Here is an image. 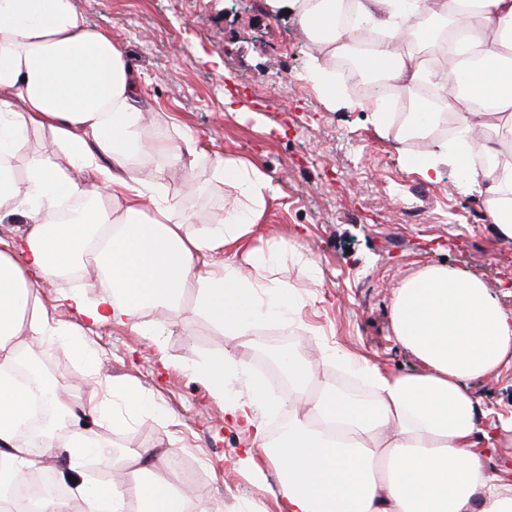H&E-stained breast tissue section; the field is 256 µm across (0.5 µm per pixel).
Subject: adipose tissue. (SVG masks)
I'll use <instances>...</instances> for the list:
<instances>
[{
  "label": "adipose tissue",
  "instance_id": "obj_1",
  "mask_svg": "<svg viewBox=\"0 0 512 512\" xmlns=\"http://www.w3.org/2000/svg\"><path fill=\"white\" fill-rule=\"evenodd\" d=\"M271 13L294 10L318 51L313 73L328 101L336 79L324 55L353 39L337 29L336 0H267ZM456 40L448 46V82L456 142L433 137L438 104L413 115L430 141L422 155L400 154L403 166L424 176L440 166L466 164L463 191H477L497 237L512 238V0H415ZM360 14L391 33L361 59L362 68L409 86L424 72L414 56L397 58L399 44L415 33L396 23L400 0H358ZM492 105L483 119L474 100ZM143 109L124 52L103 32L90 30L73 0H0V221L25 225L18 241L0 244V512L31 472L58 459L69 470L91 455L107 463L106 432L162 414L156 400L129 382L112 393L124 410L103 418L98 387H91L87 421L73 411L74 395L57 379L33 374L20 386L12 368L36 345L51 343L80 365L96 351L80 328L59 326L43 305L42 283L61 284L76 263L96 272L91 293L63 291L75 313L94 324H136L149 309L174 310L193 290L199 311L225 338L244 339L258 325L296 315L302 300L273 278L275 267L298 254L296 243L223 259L224 250L249 240L264 196L274 187L263 172L239 159H223L214 180L238 194L224 215L188 232L190 215L158 183L130 175L139 152ZM49 131L65 167L29 152L28 135ZM25 159L26 175L14 163ZM83 207L56 223L60 203ZM394 340L420 363L418 370L387 373L368 358L321 348V360L340 364L369 387L367 397L321 386L311 405L301 397L316 381L300 353L283 356L288 383L299 395L277 441H269L255 405L273 409V390L252 380L251 394L227 392L244 365L229 353L214 354L190 373L224 403L225 413L253 433L279 471L284 512H512V470L490 472L488 462L512 448V417L486 424L469 384L512 363V314L484 281L431 264L403 280L390 305ZM142 512H192L193 497L154 478L140 492ZM36 512H128L121 485L83 480L64 495L43 499Z\"/></svg>",
  "mask_w": 512,
  "mask_h": 512
}]
</instances>
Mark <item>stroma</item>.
Here are the masks:
<instances>
[{"label": "stroma", "mask_w": 512, "mask_h": 512, "mask_svg": "<svg viewBox=\"0 0 512 512\" xmlns=\"http://www.w3.org/2000/svg\"><path fill=\"white\" fill-rule=\"evenodd\" d=\"M89 25L107 33L136 70L150 114L142 128L145 151L131 156V173L157 179L200 224L223 214L235 189L218 184L216 158L233 157L260 168L277 187L266 196L248 246L263 250L295 241L300 257L286 258L276 278L305 302L297 319L259 326L247 345L225 340L196 308L193 294L165 322L152 311L140 329L100 324L83 333L98 352L83 373L61 348L36 351L74 390L86 380L103 386L125 380L167 410L163 420L129 424L113 434L112 459L124 470L140 448L164 459L175 449L173 487L195 481L202 512H279V474L266 481L231 467L250 448L247 433L224 416L187 369L229 350L252 366L271 345L316 357L323 346L366 356L383 370L402 373L418 361L389 336L392 290L417 270L441 262L480 276L502 307L512 311V240L498 239L477 194L462 192L457 167L433 180L404 167L410 142L382 138L369 113L351 108L343 92L324 99L310 73L312 54L294 14H271L266 0H74ZM190 134L206 149L189 168L170 166L155 143ZM487 416L512 415V364L474 382Z\"/></svg>", "instance_id": "obj_1"}]
</instances>
